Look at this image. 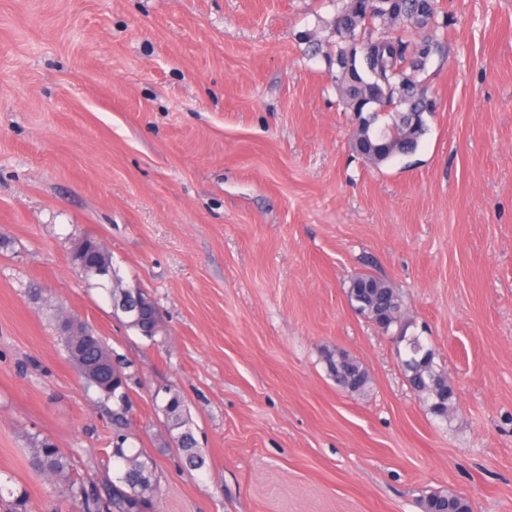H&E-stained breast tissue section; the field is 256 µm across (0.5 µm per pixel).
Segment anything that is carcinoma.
I'll return each mask as SVG.
<instances>
[{
  "label": "carcinoma",
  "mask_w": 512,
  "mask_h": 512,
  "mask_svg": "<svg viewBox=\"0 0 512 512\" xmlns=\"http://www.w3.org/2000/svg\"><path fill=\"white\" fill-rule=\"evenodd\" d=\"M334 2L336 13L328 24L327 36L321 40L305 31L300 38L313 55L336 67V89L345 111L371 116L370 125L352 131L355 151L376 165L413 156L427 130L424 115L436 108L426 89V75L431 58L443 51L437 31L446 27L447 14L439 0ZM84 260L89 265L110 262L112 255L98 249V241L88 237ZM347 298L358 314L375 322L384 333L397 328L407 384L432 415L447 418L455 403L454 389L436 367L433 352L421 337L407 334L409 325L404 320L401 297L389 281L359 273L350 281ZM141 301L143 309L135 330L151 340L158 332L159 314L155 302L144 297ZM68 322L78 327V335L61 337L69 360L87 386L97 387L104 400L118 406L112 415L122 423L121 409L128 401L121 388V381L128 380L126 364L112 360V351L100 339L92 346H83L84 335L91 336L93 331L73 318ZM326 362L336 385L345 391L359 392L370 382L363 365L345 352L328 355ZM154 406L166 418L170 443L189 466L201 468L204 459L179 393L167 388L164 396H154ZM128 439L124 430L115 433V474L99 486L75 479L69 455L46 439L34 441L30 464L74 501L80 512H155L159 495L156 463ZM421 502L426 510L445 505L448 512H472L467 498L445 491L425 493ZM28 503L27 495H16L0 486V505H6L7 512H30Z\"/></svg>",
  "instance_id": "cac0c4a2"
}]
</instances>
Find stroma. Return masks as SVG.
Wrapping results in <instances>:
<instances>
[{"instance_id": "35a3bbf8", "label": "stroma", "mask_w": 512, "mask_h": 512, "mask_svg": "<svg viewBox=\"0 0 512 512\" xmlns=\"http://www.w3.org/2000/svg\"><path fill=\"white\" fill-rule=\"evenodd\" d=\"M437 110L412 157L374 167L299 35L331 0H0V483L74 512L29 464L114 475L111 406L68 361L60 317L125 361L129 433L157 512H423V492L512 512V0H441ZM104 244L160 315L128 329L71 262ZM400 294L455 387L407 385L350 280ZM367 368L361 393L324 361ZM184 399L205 465L162 447ZM326 362L329 373L336 380V385L345 391L359 392L370 382L369 373L363 365L345 352H336V355L330 353Z\"/></svg>"}]
</instances>
